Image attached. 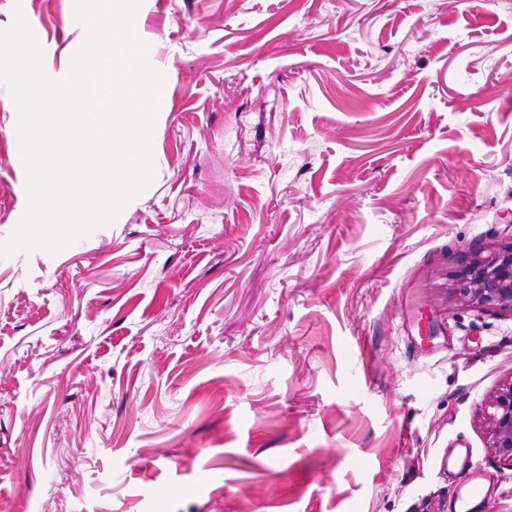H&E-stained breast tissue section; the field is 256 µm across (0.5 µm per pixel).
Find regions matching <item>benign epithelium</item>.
<instances>
[{
    "mask_svg": "<svg viewBox=\"0 0 512 512\" xmlns=\"http://www.w3.org/2000/svg\"><path fill=\"white\" fill-rule=\"evenodd\" d=\"M459 281L465 300L512 311V241L487 253L468 252ZM480 424L494 456L512 468V377L485 398Z\"/></svg>",
    "mask_w": 512,
    "mask_h": 512,
    "instance_id": "1",
    "label": "benign epithelium"
}]
</instances>
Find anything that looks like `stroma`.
<instances>
[{"mask_svg": "<svg viewBox=\"0 0 512 512\" xmlns=\"http://www.w3.org/2000/svg\"><path fill=\"white\" fill-rule=\"evenodd\" d=\"M44 75L75 0H0ZM152 178L58 251L0 255V512H450L512 312V0H141ZM0 79V245L29 207ZM458 276L465 300L512 312V241L468 252Z\"/></svg>", "mask_w": 512, "mask_h": 512, "instance_id": "obj_1", "label": "stroma"}]
</instances>
